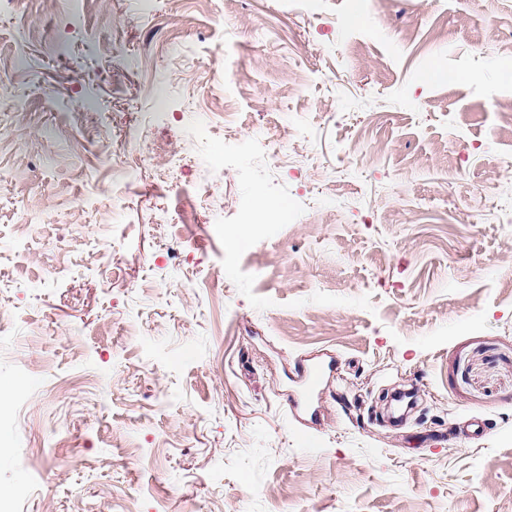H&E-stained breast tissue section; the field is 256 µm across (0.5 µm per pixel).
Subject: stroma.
I'll return each instance as SVG.
<instances>
[{"mask_svg":"<svg viewBox=\"0 0 512 512\" xmlns=\"http://www.w3.org/2000/svg\"><path fill=\"white\" fill-rule=\"evenodd\" d=\"M0 80V502L512 512V0H0Z\"/></svg>","mask_w":512,"mask_h":512,"instance_id":"1","label":"stroma"}]
</instances>
